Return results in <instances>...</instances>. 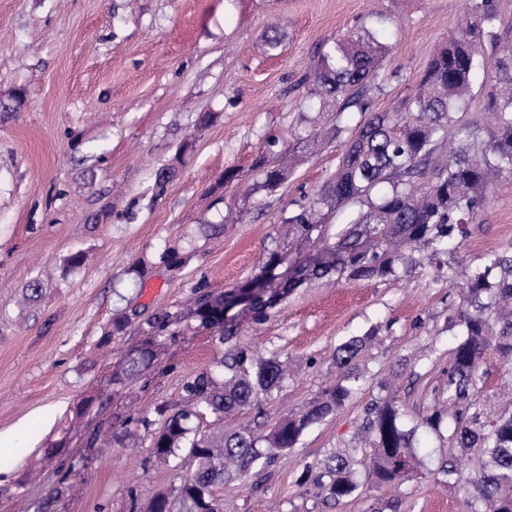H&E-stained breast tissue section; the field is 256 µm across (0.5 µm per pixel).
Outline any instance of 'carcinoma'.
<instances>
[{"instance_id":"cac0c4a2","label":"carcinoma","mask_w":512,"mask_h":512,"mask_svg":"<svg viewBox=\"0 0 512 512\" xmlns=\"http://www.w3.org/2000/svg\"><path fill=\"white\" fill-rule=\"evenodd\" d=\"M497 0H468L462 24L449 36L415 80L402 107L372 112L370 94L384 83L386 48L364 27L326 43L313 73L319 104L336 108V135L348 133L336 173L281 219L289 238L311 243L315 254L299 266L300 278H333L344 273L354 280L398 279L421 261L460 249L484 209L488 192L502 178H512V46L498 48ZM499 82L488 92L493 127L484 130L460 121L474 87L489 65ZM321 135L312 128L296 135L288 151H269L256 161L260 180L243 193L248 201L271 194L291 170L285 161L295 148L314 152ZM186 258L175 249L160 255L167 269L181 270ZM448 287L459 292L451 323L460 338L448 360V407L434 409L426 423L435 427L448 414V456L441 466L448 485L466 490L471 512H512V411L486 412L474 398L487 350L512 363V252L491 250L482 264L464 272L446 262ZM272 298L252 303L256 323L285 294L272 280L265 282ZM247 295L244 288L196 298L192 315L214 333L222 376L201 372L183 383V399L155 408V419H137L155 427L150 448L160 460L185 449L193 469L185 474L176 495L153 497L146 512H207L224 483L247 477L289 453L312 425L337 412L365 382L357 362L375 334L351 337L336 347V383L325 388L304 410L287 413L265 434L249 428H224V415L248 409L279 390L287 375L280 356L257 355L235 344L234 319L225 318ZM169 316L139 325L143 336H159ZM131 324L130 314L112 316L101 343H108ZM150 343L125 358L112 382L140 377L154 363ZM385 396L363 410L358 434L311 475L324 498L336 504L358 495L365 485L395 488L419 475L417 427L404 423L406 412L396 392L380 382Z\"/></svg>"}]
</instances>
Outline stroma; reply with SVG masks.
Instances as JSON below:
<instances>
[{
    "label": "stroma",
    "instance_id": "1",
    "mask_svg": "<svg viewBox=\"0 0 512 512\" xmlns=\"http://www.w3.org/2000/svg\"><path fill=\"white\" fill-rule=\"evenodd\" d=\"M466 0H0V101L23 98L0 112V512H145L157 494L174 495L186 460H157L151 436L135 445L100 448L92 436L105 425H134L156 406L180 399L186 377L216 366L209 330L188 309L199 286L220 292L259 271L268 249L288 261L313 252L280 237L293 210L336 170L343 139L302 157L276 192L243 201L258 180L256 159L267 138L288 144L314 118L311 75L318 50L355 26L386 27L385 83L371 109L399 105L431 54L461 23ZM281 25L273 51L263 30ZM213 123L196 129L198 115ZM177 171L165 191L157 168ZM233 168L238 179L222 197L211 184ZM108 216H101V209ZM243 209L241 223L203 236L200 224ZM512 246V178L499 181L456 258L479 264L484 253ZM169 248L186 257L180 272L156 273L136 286L137 258L157 261ZM76 251L87 259L70 269ZM42 280L41 295L23 298ZM457 290L424 262L398 280H309L270 309L267 321L243 323L239 341L292 363L282 390L225 426L269 425L319 396L336 381L335 349L376 331L365 352L367 382L346 405L309 428L297 448L251 480L215 491L220 512H467L465 493L439 471L448 424L419 434L434 453L420 475L395 489L363 488L340 504L325 502L304 469L320 471L344 448L378 382L396 370L397 355L418 359L417 377L402 373L400 400L409 418L431 414L443 399L450 317ZM139 319L169 313L154 367L116 386L112 373L142 345L137 325L98 342L112 315ZM483 409L512 401V367L495 352L482 364ZM94 398L74 419L77 403Z\"/></svg>",
    "mask_w": 512,
    "mask_h": 512
}]
</instances>
